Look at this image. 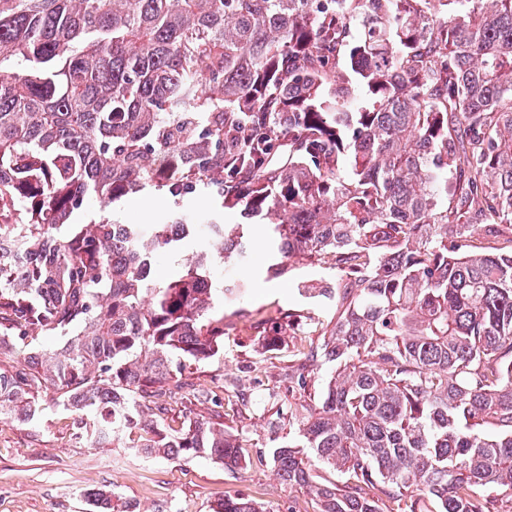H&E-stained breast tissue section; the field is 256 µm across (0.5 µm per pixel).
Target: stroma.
<instances>
[{"instance_id":"1","label":"stroma","mask_w":512,"mask_h":512,"mask_svg":"<svg viewBox=\"0 0 512 512\" xmlns=\"http://www.w3.org/2000/svg\"><path fill=\"white\" fill-rule=\"evenodd\" d=\"M218 274L242 284L239 298L224 307V347L212 359L192 365L195 383L208 398L191 407L174 403L163 415L177 429L188 416L221 414L226 429L239 435L246 461L231 471L205 458H145L121 444L89 448L73 436L72 417L55 409L23 425L0 419V512H88V492H116L133 512H212L228 495H245L268 512H313L309 499L288 490L262 459L287 424L271 426L278 403L288 397L287 354H260L256 338L263 324L287 313L303 315L305 329L317 334L330 307L312 303L296 291L305 280H335L322 266L289 263L287 275L267 279L262 233L253 239V260L240 267L227 262Z\"/></svg>"}]
</instances>
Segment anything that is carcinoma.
<instances>
[{
    "instance_id": "cac0c4a2",
    "label": "carcinoma",
    "mask_w": 512,
    "mask_h": 512,
    "mask_svg": "<svg viewBox=\"0 0 512 512\" xmlns=\"http://www.w3.org/2000/svg\"><path fill=\"white\" fill-rule=\"evenodd\" d=\"M152 190L165 221L117 240L110 208ZM478 224L512 226V0H0V235L27 258L0 265V418L239 468L220 418L168 429L137 398H208L185 372L223 348L241 286L215 271L259 225L270 276L337 272L299 288L334 307L319 339L293 313L258 336L295 362L282 484L313 512H512V252L464 251Z\"/></svg>"
}]
</instances>
